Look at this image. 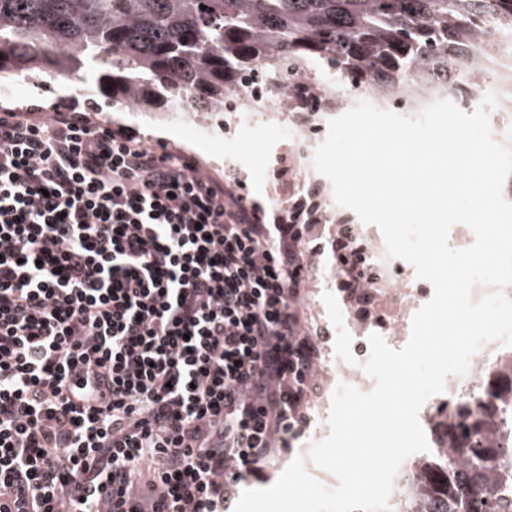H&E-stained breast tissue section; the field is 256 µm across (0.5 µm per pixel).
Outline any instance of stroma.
<instances>
[{"label":"stroma","instance_id":"1","mask_svg":"<svg viewBox=\"0 0 512 512\" xmlns=\"http://www.w3.org/2000/svg\"><path fill=\"white\" fill-rule=\"evenodd\" d=\"M21 108L86 113L93 122L112 125L151 143L167 145L170 151L193 157L203 171L219 180L223 179L229 165L243 163L246 176L240 182L242 194L266 216L275 213L266 192L269 176L264 160L269 148L268 136L253 132L238 138L237 134L225 130L223 113L209 114L205 123L200 124L188 111L116 112L110 99L98 90L89 86L77 90L70 84L50 79L37 83L19 79L9 87L0 88V110ZM305 308L309 319L321 322L324 341L320 345L313 382L317 393L329 397L335 387L329 383L328 376L335 370L337 356L349 345L339 325L344 305L336 292L322 289L308 291Z\"/></svg>","mask_w":512,"mask_h":512}]
</instances>
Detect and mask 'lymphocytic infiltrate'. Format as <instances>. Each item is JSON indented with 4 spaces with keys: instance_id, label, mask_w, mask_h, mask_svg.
<instances>
[{
    "instance_id": "obj_1",
    "label": "lymphocytic infiltrate",
    "mask_w": 512,
    "mask_h": 512,
    "mask_svg": "<svg viewBox=\"0 0 512 512\" xmlns=\"http://www.w3.org/2000/svg\"><path fill=\"white\" fill-rule=\"evenodd\" d=\"M316 229L84 113L1 112L0 512H233L315 394Z\"/></svg>"
}]
</instances>
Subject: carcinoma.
<instances>
[{"mask_svg":"<svg viewBox=\"0 0 512 512\" xmlns=\"http://www.w3.org/2000/svg\"><path fill=\"white\" fill-rule=\"evenodd\" d=\"M512 0H0V80L93 81L112 107L203 116L257 75L276 80L296 112L341 108L316 72L364 86L371 100L410 105L481 77L488 25ZM512 403V375L482 387ZM434 424L441 446L390 512H512V413L501 421L462 396Z\"/></svg>","mask_w":512,"mask_h":512,"instance_id":"1","label":"carcinoma"}]
</instances>
